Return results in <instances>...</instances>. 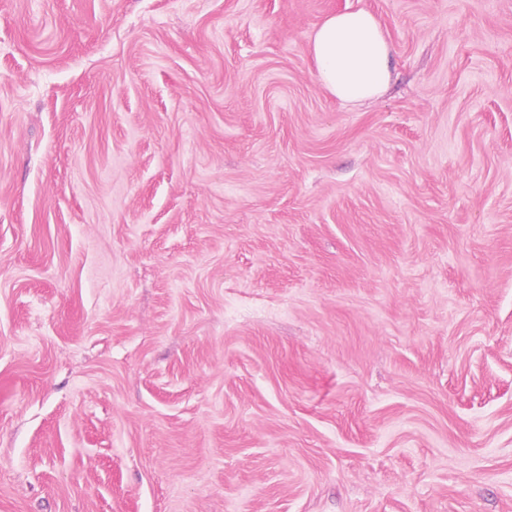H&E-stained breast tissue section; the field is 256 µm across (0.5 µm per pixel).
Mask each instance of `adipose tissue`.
I'll return each instance as SVG.
<instances>
[{
  "label": "adipose tissue",
  "instance_id": "adipose-tissue-1",
  "mask_svg": "<svg viewBox=\"0 0 512 512\" xmlns=\"http://www.w3.org/2000/svg\"><path fill=\"white\" fill-rule=\"evenodd\" d=\"M309 50L321 88L339 101L379 97L389 84L393 47L369 11L329 14L312 35Z\"/></svg>",
  "mask_w": 512,
  "mask_h": 512
}]
</instances>
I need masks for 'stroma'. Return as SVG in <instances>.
I'll list each match as a JSON object with an SVG mask.
<instances>
[{"mask_svg": "<svg viewBox=\"0 0 512 512\" xmlns=\"http://www.w3.org/2000/svg\"><path fill=\"white\" fill-rule=\"evenodd\" d=\"M0 512H512V0H0ZM309 50L321 88L341 102L379 97L389 84L393 47L381 22L367 10L326 16Z\"/></svg>", "mask_w": 512, "mask_h": 512, "instance_id": "35a3bbf8", "label": "stroma"}]
</instances>
